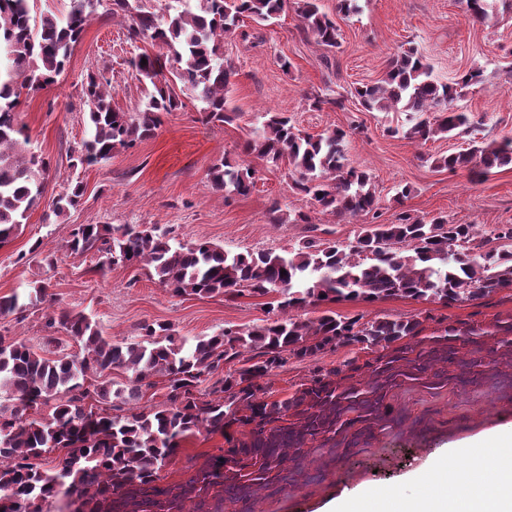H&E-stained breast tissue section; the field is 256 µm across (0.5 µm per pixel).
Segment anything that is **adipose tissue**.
<instances>
[{
  "instance_id": "obj_1",
  "label": "adipose tissue",
  "mask_w": 512,
  "mask_h": 512,
  "mask_svg": "<svg viewBox=\"0 0 512 512\" xmlns=\"http://www.w3.org/2000/svg\"><path fill=\"white\" fill-rule=\"evenodd\" d=\"M484 462L499 471L495 487L475 481L469 466L449 474L447 459L436 458L430 464V472L435 480L444 483L443 492H425L404 499L388 488L365 486L343 491L340 501L366 502L371 512H512V451L495 452L485 456Z\"/></svg>"
}]
</instances>
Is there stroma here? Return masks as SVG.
Returning <instances> with one entry per match:
<instances>
[{
	"mask_svg": "<svg viewBox=\"0 0 512 512\" xmlns=\"http://www.w3.org/2000/svg\"><path fill=\"white\" fill-rule=\"evenodd\" d=\"M358 4V12L345 15L338 12L337 0H320L322 11L340 30V45L330 51L304 38L302 23L291 10L275 24L261 27L264 41L259 45L237 37L228 40L224 59L236 71L229 93L232 121L202 123L198 102L189 98L184 108L164 117L154 137L75 171L69 167V154L88 131L80 102L82 79L91 73L104 76L111 83L113 107L135 111L144 89L129 62L143 52L164 51L148 39L128 41L119 19L92 18L58 82L21 94L16 108L29 149L51 164L44 179L45 200L64 192L74 179L82 183L84 195L81 205L62 218L47 217L45 205L33 209L18 234L0 247V296L40 284L47 287L43 302L0 317V334L55 358L76 352L78 346L65 331L47 328L52 312L84 313L103 335L129 340L140 339L143 325L152 323L171 324L178 336L189 339L261 324L268 317V297L177 296L140 266L118 262L96 271V255L72 253L66 242L75 224H148L178 242L205 238L232 254L290 248L309 235L348 244L362 219L341 220L321 212L295 190L286 167L243 153L249 131L268 111L311 135L346 130L351 162L372 177L381 223L394 222L405 209L428 218L444 215L450 223L474 224L482 231L512 224V165L493 169L479 182L468 169L451 172L432 165L433 158L464 150L472 140L512 139V13L501 11L480 22L466 13L462 0ZM410 47L418 49L443 82L481 70V84L460 102L477 120L469 135L424 144L393 137L386 129L404 122L405 113L367 112L351 98L355 86L381 79L389 61ZM316 94L324 97V105L312 104ZM334 98L343 99L344 108L331 106ZM221 159L255 169L251 193L227 197L212 189L209 168ZM404 186L410 193L400 204L396 192ZM275 202L289 214V222L271 223L269 209ZM302 214L307 222H299ZM48 254L53 264L45 263ZM335 310L367 320L416 318L430 332L441 323L488 324L512 318V289L448 306L390 298L344 301ZM353 358L362 362L368 355L347 346L304 361L289 359L263 378L265 397L286 398L314 374ZM390 402L401 417L397 425L361 440L339 463L331 461L328 451H318L309 464L318 481L281 491L256 489L250 512H323L344 488L360 484L413 496L418 487L410 477L431 458L512 423V393L487 385L464 390L406 385L395 390ZM223 446L222 436L204 432L183 440L161 471L163 483L187 480Z\"/></svg>",
	"mask_w": 512,
	"mask_h": 512,
	"instance_id": "stroma-1",
	"label": "stroma"
}]
</instances>
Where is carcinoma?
<instances>
[{
	"label": "carcinoma",
	"instance_id": "carcinoma-1",
	"mask_svg": "<svg viewBox=\"0 0 512 512\" xmlns=\"http://www.w3.org/2000/svg\"><path fill=\"white\" fill-rule=\"evenodd\" d=\"M464 2L478 21L497 11V0ZM34 5L35 0H0V246L39 205L50 166L28 150V137L16 123L20 90L57 82L98 7H105L104 16H123L129 40L149 38L165 46L172 66L147 52L132 61L138 80L148 85L134 112L113 108L110 83L87 76L82 100L89 138L70 156L75 169L153 137L163 115L183 108L187 93L201 104L203 120H229L234 71L224 63V38L246 18L263 25L291 7L306 36L327 50L339 46V28L320 10L319 0H173L163 19L144 0H69L60 16L38 13ZM481 81V72L471 70L451 84L441 83L423 56L410 49L391 59L382 80L355 88L354 97L368 111L408 113L406 123L387 132L425 143L469 128L470 117L457 102ZM346 137L342 129L310 135L267 112L244 144L249 154L287 165L297 174L296 188L321 211L371 217L346 246L310 238L281 252L230 254L206 240L174 244L144 224L115 233L102 224L72 226L68 249L103 258L100 270L115 262L149 267L179 296L275 293L277 315L191 343L166 323L146 324L141 341L126 342L103 337L81 312L61 311L48 316V326L64 330L81 344V353L56 358L0 335V393L10 401L0 404V512H184L188 501L201 512H224L225 502L248 501L258 484L282 488L310 481L307 460L316 448L343 456L361 437L395 423L387 397L405 383L438 389L491 381L512 390V318L485 326L448 324L421 339L417 319L363 322L331 308L393 297L448 305L512 287V224L496 225L476 245L475 225L450 224L442 215L425 220L403 211L392 224L376 222L375 190L369 175L347 158ZM433 163L450 171L467 167L479 179L512 164V139L477 142ZM209 176L212 188L227 198L247 195L255 186L252 168L226 160L214 164ZM82 195V183L70 185L52 199L51 212L66 216ZM321 306L314 320L294 315ZM27 307L17 292L0 297V316ZM487 337L502 350L498 366L482 363ZM346 345L374 357L316 374L287 398L260 397V380L289 358L305 360ZM463 347L474 357L458 359ZM246 349L256 354L216 387L223 400L198 404L193 389ZM116 371L127 375L118 386L112 381ZM156 375L167 378L165 408L124 417L107 412L105 406L116 401L137 404ZM51 400L57 401L53 413L35 417ZM203 429L224 435L228 448L188 480L161 484L160 470L176 456L180 442ZM50 453L57 454V465L41 468L36 460Z\"/></svg>",
	"mask_w": 512,
	"mask_h": 512
}]
</instances>
